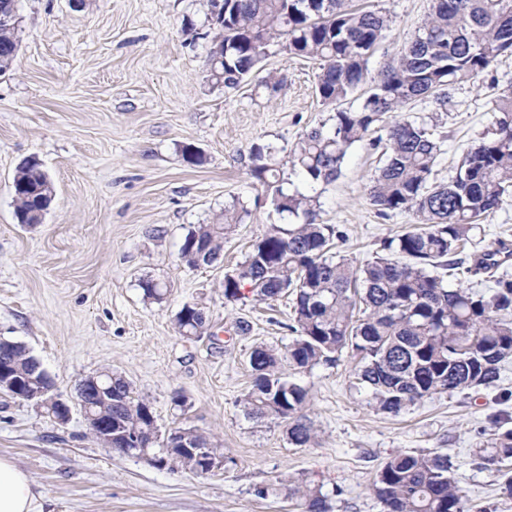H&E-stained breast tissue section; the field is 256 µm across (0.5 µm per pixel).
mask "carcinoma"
I'll use <instances>...</instances> for the list:
<instances>
[{
  "label": "carcinoma",
  "mask_w": 512,
  "mask_h": 512,
  "mask_svg": "<svg viewBox=\"0 0 512 512\" xmlns=\"http://www.w3.org/2000/svg\"><path fill=\"white\" fill-rule=\"evenodd\" d=\"M432 2L418 34L381 73L362 107L337 111L330 129L310 130L288 153L291 167L319 186L336 180L353 144L368 137L383 150L386 162L370 181L369 200L382 212L410 214L412 224L385 239L373 259L357 265L341 254L344 232L317 222L318 197L285 187L275 146L250 148L251 176L271 191L275 210L303 222L270 225L238 268L224 275L228 302L244 297V285L257 304L293 296L290 329L296 337L283 353L263 345L252 350V385L240 404L250 419L283 423L297 448L314 444L317 431L304 414L309 391L290 379L293 371L333 364L346 350L357 359L355 378L370 391L374 409L397 415L426 396L492 387L502 364L512 359V276L493 277L492 289L479 294L448 287L438 273L476 276L499 266V250L484 244L482 221L512 187V92L493 99L495 124L463 152L446 184L430 183L442 141L398 115L419 99L445 106L448 87L476 79L512 53V0ZM223 10L224 16L208 18L220 48L208 60L212 79L238 86L277 43L289 54L324 61L316 90L326 105L341 103L366 81L368 59L390 23L387 14L354 9L348 0H223ZM16 52L13 33L0 30V63L12 66ZM14 182L20 185L15 217L30 224L47 204L46 171L30 158ZM248 215L234 203L213 222L192 226L181 259L195 266V244L218 257L226 235ZM467 242L474 248L468 266L459 257ZM201 326L192 310L177 314L179 332L195 335ZM0 359L52 386L47 374L35 372L38 359L23 344L0 342ZM96 402L129 434L157 431L150 404L118 373L112 374V402ZM476 454L512 496V472L501 469L512 460V429L494 424ZM451 467L448 455L438 452L392 456L373 484L381 512H484L465 507L448 477ZM291 495L303 501L305 512H329L326 496L304 482Z\"/></svg>",
  "instance_id": "obj_1"
}]
</instances>
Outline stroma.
<instances>
[{
  "label": "stroma",
  "instance_id": "stroma-1",
  "mask_svg": "<svg viewBox=\"0 0 512 512\" xmlns=\"http://www.w3.org/2000/svg\"><path fill=\"white\" fill-rule=\"evenodd\" d=\"M386 12L390 27L368 61L378 77L418 32L432 0H352ZM20 44L0 73V338L40 359L66 424L32 402L0 394V455L33 479L47 512H303L288 493L304 478L320 485L330 512H381L373 493L380 466L399 452L438 451L467 505L512 512L497 472L479 465L482 430L512 428V361L496 386L436 394L398 415L376 412L357 384L355 361L296 374L318 429L307 448L289 444L282 424L245 418L249 355L285 349L291 302L224 299V276L243 261L268 225L281 223L250 174V147L291 148L307 131L332 126L336 109H359L361 85L334 108L315 93L319 59L271 47L259 74L234 88L211 80L209 0H16ZM280 79L278 90L262 79ZM512 87V54L472 82L449 89L446 110L417 100L403 111L444 141L433 182L453 175L457 154L492 126L490 100ZM203 161H184L183 146ZM37 158L54 187L42 223L15 218L12 183ZM368 142L350 147L339 177L318 187V220L344 231L354 263L372 259L382 239L400 234L409 214H379L368 187L380 165ZM250 212L224 241L220 260L192 268L180 247L192 225L211 223L225 204ZM167 284L163 302L146 299L141 280ZM207 315L209 330L177 331L183 305ZM251 330L241 334L238 321ZM111 368L151 405L160 430L192 427L224 450L221 469L200 476L158 468L102 447L78 404L80 381ZM184 405H176L175 396ZM274 486L267 497L256 488Z\"/></svg>",
  "mask_w": 512,
  "mask_h": 512
}]
</instances>
